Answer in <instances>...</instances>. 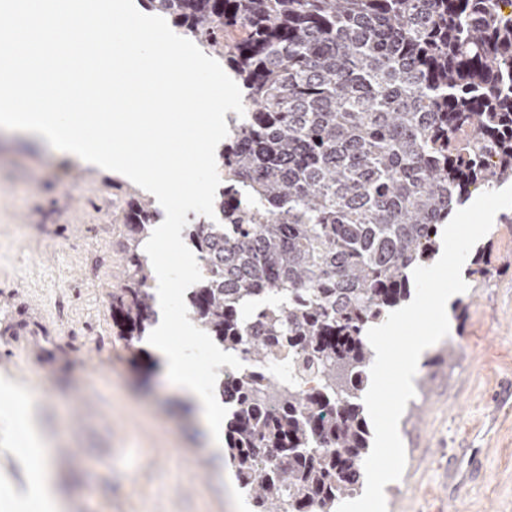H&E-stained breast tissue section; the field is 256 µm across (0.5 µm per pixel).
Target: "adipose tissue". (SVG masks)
Returning a JSON list of instances; mask_svg holds the SVG:
<instances>
[{
    "label": "adipose tissue",
    "mask_w": 512,
    "mask_h": 512,
    "mask_svg": "<svg viewBox=\"0 0 512 512\" xmlns=\"http://www.w3.org/2000/svg\"><path fill=\"white\" fill-rule=\"evenodd\" d=\"M177 334L193 338L197 331L190 322L161 319L155 331L154 350L164 360L166 372L178 390L192 398L210 448L214 452H221L224 445V415L209 393L200 389L198 376L188 369L182 350L173 344L172 338ZM26 425L31 450L25 461L33 471L35 481L18 505L26 512H66L67 505L53 485L46 439L39 433L34 418H27Z\"/></svg>",
    "instance_id": "adipose-tissue-1"
}]
</instances>
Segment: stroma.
I'll use <instances>...</instances> for the list:
<instances>
[{"mask_svg": "<svg viewBox=\"0 0 512 512\" xmlns=\"http://www.w3.org/2000/svg\"><path fill=\"white\" fill-rule=\"evenodd\" d=\"M132 189L0 132V325L27 306L49 351L38 363L0 338V512H14L30 481L13 402L23 391L36 398L68 512L254 510L149 341L128 344L112 321ZM471 253L491 273L470 276L450 305L453 354L436 344L423 356L388 512H512V224L495 222Z\"/></svg>", "mask_w": 512, "mask_h": 512, "instance_id": "obj_1", "label": "stroma"}]
</instances>
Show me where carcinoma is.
I'll return each mask as SVG.
<instances>
[{
	"mask_svg": "<svg viewBox=\"0 0 512 512\" xmlns=\"http://www.w3.org/2000/svg\"><path fill=\"white\" fill-rule=\"evenodd\" d=\"M244 88L216 153L217 221L186 227L203 280L188 318L288 378L228 375L224 444L255 512H336L370 448L369 325L410 295L438 225L512 180V14L497 0H146ZM158 214L128 201L112 320L155 322L143 242Z\"/></svg>",
	"mask_w": 512,
	"mask_h": 512,
	"instance_id": "carcinoma-1",
	"label": "carcinoma"
}]
</instances>
